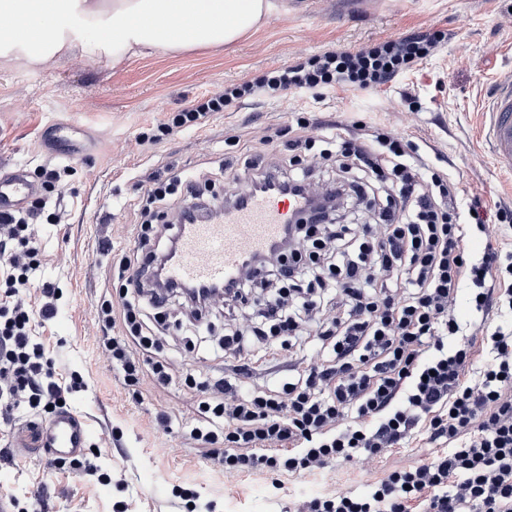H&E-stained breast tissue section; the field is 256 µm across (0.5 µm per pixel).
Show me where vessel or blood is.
<instances>
[{"label":"vessel or blood","instance_id":"obj_1","mask_svg":"<svg viewBox=\"0 0 512 512\" xmlns=\"http://www.w3.org/2000/svg\"><path fill=\"white\" fill-rule=\"evenodd\" d=\"M491 120L484 138L499 169L512 171V74L498 78L487 107ZM37 187L21 167L0 170V215L24 210ZM299 198L265 195L246 198L226 206L219 223L183 225L180 247L168 266L177 282L221 283L236 277L247 260L267 250L281 236ZM90 439L85 420L77 413L61 410L44 422L37 434V447L54 458L81 456Z\"/></svg>","mask_w":512,"mask_h":512}]
</instances>
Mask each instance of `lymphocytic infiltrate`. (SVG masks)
Returning a JSON list of instances; mask_svg holds the SVG:
<instances>
[{
  "label": "lymphocytic infiltrate",
  "instance_id": "lymphocytic-infiltrate-1",
  "mask_svg": "<svg viewBox=\"0 0 512 512\" xmlns=\"http://www.w3.org/2000/svg\"><path fill=\"white\" fill-rule=\"evenodd\" d=\"M440 32L417 33L355 53L327 52L266 78L275 93L311 88L375 90L436 50ZM230 86L173 113L164 131L200 125L212 112L248 93ZM303 136L293 141L282 177L228 167L234 193L254 191L304 201L300 217L280 239L254 256L247 271L221 287L161 289L160 268L180 245L185 214L201 209L191 180L162 183L149 177L150 202L169 207L167 224L138 225V246L118 267L115 297L96 315L104 334L99 355L134 401L144 380L171 384L174 368L163 354L162 313L177 308L193 326L224 308V356L234 378L185 372L201 394L187 434L210 446L224 473L316 476L331 463L366 472L374 462L425 438L437 455L390 470L359 490L347 485L301 501L295 512H512V248L486 244L470 254L471 233L488 235L481 215L461 223L447 174L434 170L411 140L363 133L343 123L322 135L315 163L357 171L360 181L312 186L301 174ZM371 196L377 214L346 224L339 209L349 197ZM48 203L0 216V422L16 413L34 418L57 407L63 392L85 383L70 373L56 380L55 365L32 334L30 284L40 290L42 319L55 318L62 289L38 278L36 221ZM468 319H460V304ZM283 366L276 386L246 381L253 370Z\"/></svg>",
  "mask_w": 512,
  "mask_h": 512
}]
</instances>
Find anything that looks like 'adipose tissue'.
<instances>
[{
	"label": "adipose tissue",
	"mask_w": 512,
	"mask_h": 512,
	"mask_svg": "<svg viewBox=\"0 0 512 512\" xmlns=\"http://www.w3.org/2000/svg\"><path fill=\"white\" fill-rule=\"evenodd\" d=\"M276 0H0V61L46 69L83 51L121 61L157 51L233 45L257 33ZM111 31L79 41L72 24Z\"/></svg>",
	"instance_id": "1"
}]
</instances>
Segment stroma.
Returning a JSON list of instances; mask_svg holds the SVG:
<instances>
[{
  "instance_id": "obj_1",
  "label": "stroma",
  "mask_w": 512,
  "mask_h": 512,
  "mask_svg": "<svg viewBox=\"0 0 512 512\" xmlns=\"http://www.w3.org/2000/svg\"><path fill=\"white\" fill-rule=\"evenodd\" d=\"M283 2L262 30L227 49L154 53L119 64L78 55L45 70L0 63V165H24L34 180L48 161L71 167L53 194L64 221L41 229L43 277L59 284L65 304L52 321L33 317L32 327L58 375L86 374L88 390L67 395L65 406L91 426L86 461L115 478L102 485L83 469L52 462L47 452L29 453L22 442L30 426H7L0 446L14 448L16 456L0 461V499H20L29 512H113L119 501L129 512H177L172 488L187 481L200 504H213L215 512H293L299 499L339 484L366 486L395 463L413 465L437 451V444L417 439L366 473L332 464L316 479L229 476L181 428L153 426L162 411L185 422L195 416L197 396L183 380L165 388L145 383L138 403L98 356L102 331L95 306L114 291L113 266L137 245L135 213L146 205L142 179H199L208 172L212 182L204 193L223 195L225 166L243 167L248 147L266 130L277 131L269 154L287 155L294 137L288 114L317 119L323 129L360 122L419 142L447 171L461 212L478 204L492 217L499 205L512 202V174L496 170L480 137L492 83L512 72V0ZM427 31L444 33L438 51L377 90L270 99L257 89L276 70L325 52L357 51ZM244 83L255 86V94L210 114L199 130L141 143L145 128L225 85ZM223 336L219 315L197 335V355H184L182 335L174 330L164 335L163 352L176 371L220 372L224 360L213 350ZM115 427L123 436L112 441L107 434ZM119 479L128 491L116 488Z\"/></svg>"
}]
</instances>
